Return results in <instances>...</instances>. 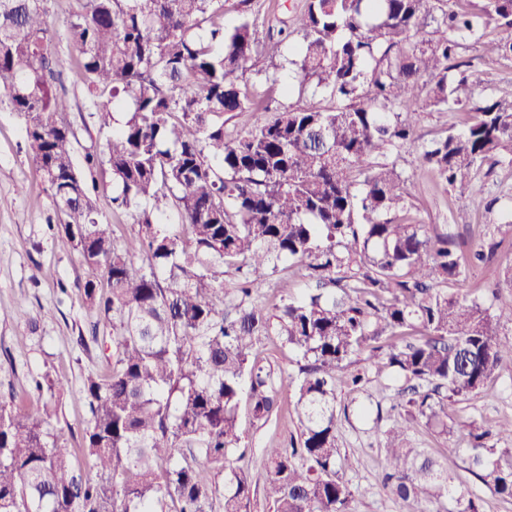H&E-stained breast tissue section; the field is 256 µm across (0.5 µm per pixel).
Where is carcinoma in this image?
Instances as JSON below:
<instances>
[{"label": "carcinoma", "mask_w": 512, "mask_h": 512, "mask_svg": "<svg viewBox=\"0 0 512 512\" xmlns=\"http://www.w3.org/2000/svg\"><path fill=\"white\" fill-rule=\"evenodd\" d=\"M47 0H0V95L25 119L38 170L63 223L55 239L100 273L83 285L98 312L92 340L105 371L88 376L75 449L50 427L56 382L31 406L0 399V512H247L252 481L238 410L276 419L294 397L298 437L265 449L269 512H351L339 476L336 386L365 390L345 362L367 354L388 367L406 409L439 436L448 404L476 393L505 361L512 337L484 300L444 285L492 261L504 239L466 253L436 224L408 216L407 177L388 162L406 145L417 166L461 194L480 195L496 168L512 169V101L475 91L463 51L512 56V0H303L290 22L258 36L251 0H81L66 21L76 60L52 47ZM495 25L498 36L485 41ZM300 51L280 69L329 100L271 108L261 87L279 72L243 79L274 55L288 28ZM71 71L105 133L112 203L139 211L121 249L77 172L68 102L53 91ZM469 115L418 142L420 93ZM273 112L244 134L224 114ZM302 263L307 292L274 309L259 290L281 263ZM238 278L228 283L224 275ZM275 335L303 360L295 375L264 363ZM410 418L383 432L382 484L407 512L427 500L482 512L480 498L423 448H407ZM512 423L469 433L468 470L512 500Z\"/></svg>", "instance_id": "obj_1"}]
</instances>
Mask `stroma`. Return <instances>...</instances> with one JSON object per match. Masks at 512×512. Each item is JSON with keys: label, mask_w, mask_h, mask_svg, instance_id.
I'll list each match as a JSON object with an SVG mask.
<instances>
[{"label": "stroma", "mask_w": 512, "mask_h": 512, "mask_svg": "<svg viewBox=\"0 0 512 512\" xmlns=\"http://www.w3.org/2000/svg\"><path fill=\"white\" fill-rule=\"evenodd\" d=\"M474 58L471 79L478 89L498 99L512 100V57L483 56L480 49L470 51ZM56 92L69 103L66 118L74 133V159L80 175L93 185V201L105 223L111 224L118 246H125L137 234L136 211L112 208V174L108 166H87L86 155L95 153L103 134L90 105L86 87L61 77ZM416 152L404 148L393 157L398 169L409 174L408 201L412 215L424 224H444L448 233L465 245L485 241L489 231L486 199L462 197L433 174L415 170ZM51 192L43 182L25 134V122L13 112L8 101L0 99V397L14 394L27 403L40 401L32 383L42 377L61 382L56 398V414L51 423L62 429L70 446H78L87 408L81 396L88 375L102 372L104 358L99 345H78V337L88 335L94 314L83 297L82 286L93 272L73 251L55 244L51 227L59 223ZM507 249H500L487 265L469 269L449 280L448 290L462 298H484L497 289L495 309L501 313L502 328L512 334V278L506 268ZM303 264L278 267L261 290L267 307L298 296L307 286ZM25 307L27 314L45 311L36 327H29L25 316L16 313ZM382 410L379 417L360 419L359 392L342 387L336 404L344 410L338 432V445L352 465L343 477L355 491L352 512H402L401 503L392 499L380 484L384 465L382 433L394 420L389 410L393 391L386 374H374L367 386ZM294 399L285 395L284 410L278 421L260 425L250 413L248 400H241L238 423L247 448L246 462L256 493L250 512H267L261 489L264 482V448L283 442L298 431L293 412ZM512 420V364H502L486 384L469 399L448 407V424L453 438L429 430L423 420L413 419L406 440L410 447L426 449L443 458L458 482L477 495L483 512H512V501L501 499L483 486L467 470L470 453L466 425L484 429ZM456 453H447L448 444Z\"/></svg>", "instance_id": "stroma-1"}]
</instances>
